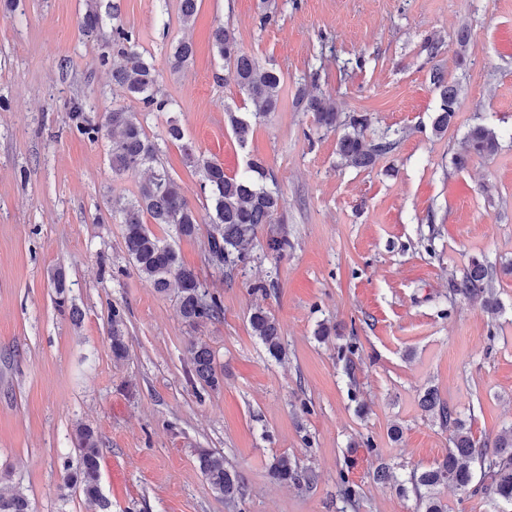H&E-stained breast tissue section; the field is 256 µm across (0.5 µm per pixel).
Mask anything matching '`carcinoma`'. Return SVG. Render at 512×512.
<instances>
[{
	"instance_id": "carcinoma-1",
	"label": "carcinoma",
	"mask_w": 512,
	"mask_h": 512,
	"mask_svg": "<svg viewBox=\"0 0 512 512\" xmlns=\"http://www.w3.org/2000/svg\"><path fill=\"white\" fill-rule=\"evenodd\" d=\"M103 17L97 0H90L86 12L79 20L80 29L92 34L102 25ZM213 47L229 79L244 93L255 107L253 116L266 117L278 110L284 77L281 72L267 67L253 55L242 50L230 31L219 25L212 32ZM112 54L120 63L112 66V84L120 87L130 97L139 101L138 112L124 107L114 108L101 115L96 122L83 112L74 113L81 134L93 140L102 129L111 131L107 155L112 174L122 176L141 170L150 172L138 189L112 216L123 224L126 253L135 272L150 281L160 293L176 290L179 315L193 328L208 322L219 321L224 316L220 296L209 291L194 270L180 263L175 249L157 238L144 221L149 215L155 224H169L179 237H192L199 230L202 218L184 195L182 188L160 162L162 145L172 142L180 145L186 164L197 174L201 191L209 201L205 207L211 230L207 236V263L224 272L247 263V248L261 225L274 223L282 206V196L275 188L267 186L269 176L263 162L250 159L245 174L228 176L223 165L198 152L191 143L184 141V131L176 121H168L165 135L160 140L151 139L146 126L148 119L159 112H169L173 100L161 93L155 67L140 47L133 31L117 24L112 27ZM193 57V45L178 41L172 45L171 65L183 68ZM433 84L441 100L432 131L441 135L448 130L458 109V87L448 83L441 69L433 72ZM296 104L305 112L315 114L318 125L327 130L338 127L348 129L337 141V153L349 166L366 168L377 157L389 153L393 141L388 136L367 138L371 119L366 114L341 116L336 107L324 96L314 95L306 85L297 87ZM229 125L242 146L253 132L250 121L237 115L231 108H224ZM499 148L498 134L482 124L472 125L465 137L462 151L456 155L455 164L464 166L473 156L486 157ZM488 267L479 259L471 260L460 281L453 284L456 295L483 301L484 307L493 312L497 302L492 296ZM55 303L77 320L81 313L69 303L70 289L63 274L54 278ZM253 335L266 346L268 352L278 357L282 354L280 326L276 318L263 308H256L249 316ZM126 322L117 307H112L109 332L112 357L119 362L128 356ZM193 378L212 389L223 383V373L218 371L215 354L202 340L191 343ZM422 408L432 413L451 431L452 448L448 456L434 466L413 470L407 483L400 487L402 493L412 492L416 512H448L438 494L439 487H455L466 493L485 494L489 512H512V428L503 430L491 444L474 440L470 429L457 417L438 395L429 390L421 400ZM74 441L79 452L76 467H66L64 483L79 491L86 501L97 505L103 512L109 508L101 490L99 440L94 430L79 425L74 430ZM197 466L210 489L217 496L233 499L244 489L239 473L226 462L224 456L202 449L197 453ZM271 477L297 488L308 486L314 480L312 471L299 467L296 460L286 455L273 458ZM339 495L346 505L359 500L361 488L350 481L348 475L339 476ZM0 512H31V503L24 491H9L0 487Z\"/></svg>"
}]
</instances>
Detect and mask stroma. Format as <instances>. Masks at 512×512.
Returning a JSON list of instances; mask_svg holds the SVG:
<instances>
[{
    "label": "stroma",
    "instance_id": "35a3bbf8",
    "mask_svg": "<svg viewBox=\"0 0 512 512\" xmlns=\"http://www.w3.org/2000/svg\"><path fill=\"white\" fill-rule=\"evenodd\" d=\"M116 2L117 22L90 35L78 26L88 0H0V485L21 486L32 512H96L62 481L83 423L100 441L111 512H411L398 483L451 446L419 406L427 389L477 441L512 426V0H201L188 25L179 0ZM267 10L275 20L263 27ZM116 23L133 30L176 102L149 120V136L176 118L225 172L260 159L282 193L275 222L229 279L205 259L208 225L191 238L152 225L224 302L223 319L196 329L174 295L132 270L112 217L113 200L131 197L143 173L113 176L106 137L90 141L72 119L78 107L91 116L140 109L99 59ZM220 24L283 74L285 94L308 77L339 111L369 113L368 137L389 134L395 150L368 169L346 166L338 132L290 104L254 121L240 146L224 109L246 117L254 107L212 47ZM431 34L445 42L433 62L423 49ZM182 38L195 55L176 70L170 48ZM359 57L364 68L339 72L338 61ZM436 66L460 100L441 137L432 134ZM478 122L498 133V152L455 166ZM278 233L289 247L276 255L266 241ZM474 258L491 270L496 312L449 291ZM59 271L81 322L54 303ZM115 307L129 344L118 363ZM258 307L281 326L282 361L252 334ZM321 324L330 330L322 340ZM197 338L224 368L220 389L192 377ZM349 342L350 371L338 355ZM370 445L394 481H374ZM202 448L241 473L243 498L213 494L195 465ZM281 454L315 472L312 489L271 478ZM343 471L362 489L347 509L337 496ZM126 322L119 308H112L109 318V332L112 357L116 362L124 360L128 356L129 346L126 338Z\"/></svg>",
    "mask_w": 512,
    "mask_h": 512
}]
</instances>
